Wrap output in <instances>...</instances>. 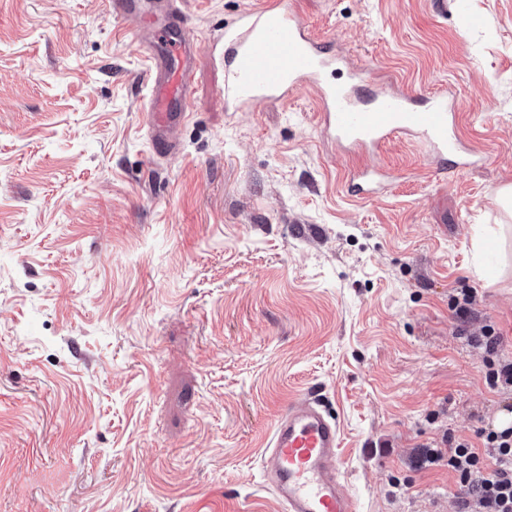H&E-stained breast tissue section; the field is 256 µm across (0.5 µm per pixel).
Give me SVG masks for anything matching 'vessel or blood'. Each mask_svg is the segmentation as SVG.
Segmentation results:
<instances>
[{
	"instance_id": "vessel-or-blood-1",
	"label": "vessel or blood",
	"mask_w": 512,
	"mask_h": 512,
	"mask_svg": "<svg viewBox=\"0 0 512 512\" xmlns=\"http://www.w3.org/2000/svg\"><path fill=\"white\" fill-rule=\"evenodd\" d=\"M107 4L113 20L135 15L143 28L154 32L155 46L142 49L149 62L146 123L156 154L168 155L176 146L175 131L190 117V63L198 36L188 24L183 0H169L159 19L145 0ZM219 43L227 111L285 103L313 88L320 94L325 130L348 150H369L397 137H411L453 169L482 159L481 154L463 151L455 103L447 94H434L417 107L406 93L371 89L368 72L359 67L351 71L353 85L327 81L340 58L332 45L309 35L293 0H257L224 29ZM395 180L390 170L368 166L353 174L349 190L374 198ZM340 446L338 422L318 397L309 394L283 406L260 464L266 485L285 512H357L340 471Z\"/></svg>"
}]
</instances>
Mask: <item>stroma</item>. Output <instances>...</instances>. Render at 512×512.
Returning a JSON list of instances; mask_svg holds the SVG:
<instances>
[{"instance_id":"1","label":"stroma","mask_w":512,"mask_h":512,"mask_svg":"<svg viewBox=\"0 0 512 512\" xmlns=\"http://www.w3.org/2000/svg\"><path fill=\"white\" fill-rule=\"evenodd\" d=\"M253 2L188 0L193 117L156 159L139 21L0 0V512H284L260 457L309 391L359 512H457L424 449L512 415L474 343L512 360V0H297L377 88L457 95L462 172L337 149L310 89L226 111L208 36ZM366 165L399 180L356 198Z\"/></svg>"}]
</instances>
